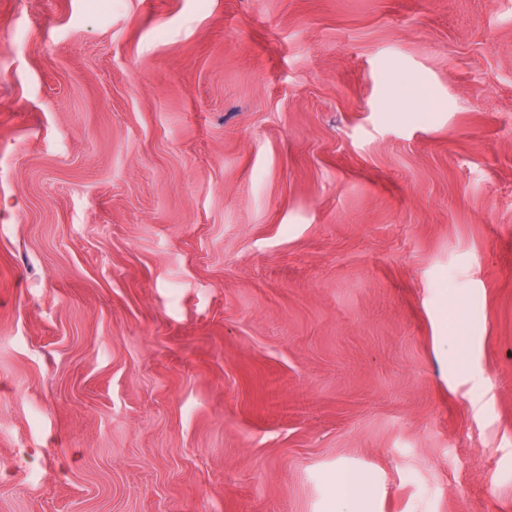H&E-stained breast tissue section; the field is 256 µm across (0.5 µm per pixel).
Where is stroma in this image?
I'll list each match as a JSON object with an SVG mask.
<instances>
[{"label": "stroma", "mask_w": 512, "mask_h": 512, "mask_svg": "<svg viewBox=\"0 0 512 512\" xmlns=\"http://www.w3.org/2000/svg\"><path fill=\"white\" fill-rule=\"evenodd\" d=\"M512 512V0H0V512ZM336 484L341 494L355 508L360 509L368 506L369 492L365 478L359 474L338 473Z\"/></svg>", "instance_id": "stroma-1"}]
</instances>
